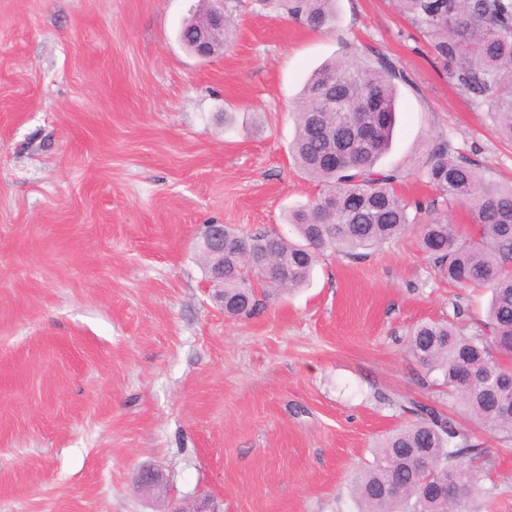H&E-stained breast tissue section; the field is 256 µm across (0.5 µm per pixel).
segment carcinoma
Masks as SVG:
<instances>
[{"mask_svg": "<svg viewBox=\"0 0 512 512\" xmlns=\"http://www.w3.org/2000/svg\"><path fill=\"white\" fill-rule=\"evenodd\" d=\"M430 41L448 83L488 112L499 134L512 141V0H397ZM292 19L313 29L333 18L336 0H278ZM404 71L386 54L367 48L316 70L296 115L291 152L301 171L324 185L294 210V241L266 231L224 227V313L261 311L272 291L308 284L320 253L358 257L398 236L426 209L399 196L400 168L377 164L391 145L398 85ZM370 127L369 136L354 135ZM427 183L466 207L473 231L433 219L419 225L420 243L439 277L456 287L491 291L487 318L465 331L456 322L430 321L409 334L410 354L426 373H437L448 398L487 429L512 442V185H501L441 141L423 163ZM395 430L373 461L354 478L360 512H466L481 495L486 450L433 408ZM454 476L463 491L446 503L429 487ZM397 484L401 491L386 490Z\"/></svg>", "mask_w": 512, "mask_h": 512, "instance_id": "cac0c4a2", "label": "carcinoma"}]
</instances>
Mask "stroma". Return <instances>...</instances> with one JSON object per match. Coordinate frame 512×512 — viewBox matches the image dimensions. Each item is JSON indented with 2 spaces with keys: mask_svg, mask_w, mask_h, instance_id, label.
Segmentation results:
<instances>
[{
  "mask_svg": "<svg viewBox=\"0 0 512 512\" xmlns=\"http://www.w3.org/2000/svg\"><path fill=\"white\" fill-rule=\"evenodd\" d=\"M199 0H0V512H358L354 474L409 404L452 412L487 448L512 512V448L450 410L411 357L429 320L490 294L441 281L417 228L308 286L225 316L195 248L204 224L290 237L321 187L289 153L296 101L329 60L372 46L408 82L382 169L470 230L422 164L449 141L512 182V142L453 89L393 0H336L312 30L274 0H228L224 55L179 42ZM164 476L157 490L136 474Z\"/></svg>",
  "mask_w": 512,
  "mask_h": 512,
  "instance_id": "35a3bbf8",
  "label": "stroma"
}]
</instances>
